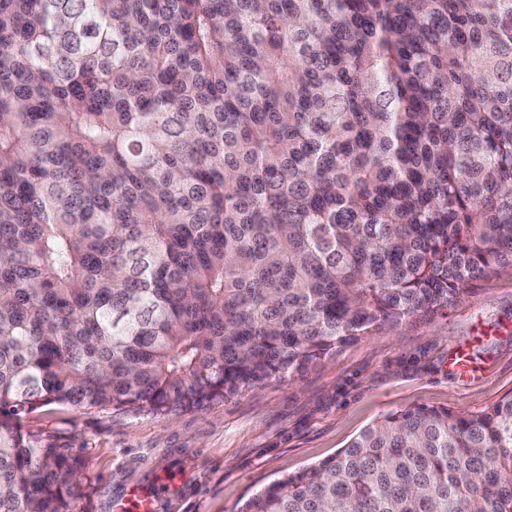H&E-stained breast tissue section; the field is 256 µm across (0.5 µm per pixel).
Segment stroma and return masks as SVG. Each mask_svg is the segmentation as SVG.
<instances>
[{
  "mask_svg": "<svg viewBox=\"0 0 512 512\" xmlns=\"http://www.w3.org/2000/svg\"><path fill=\"white\" fill-rule=\"evenodd\" d=\"M464 351L475 375L453 373ZM512 393V273L476 282L428 320L343 345L301 373L198 411L86 413L49 405L24 429L71 449L73 512H240L270 484L345 447L365 427L415 405L478 412Z\"/></svg>",
  "mask_w": 512,
  "mask_h": 512,
  "instance_id": "35a3bbf8",
  "label": "stroma"
}]
</instances>
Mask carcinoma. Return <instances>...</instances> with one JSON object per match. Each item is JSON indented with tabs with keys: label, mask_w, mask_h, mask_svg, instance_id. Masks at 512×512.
Instances as JSON below:
<instances>
[{
	"label": "carcinoma",
	"mask_w": 512,
	"mask_h": 512,
	"mask_svg": "<svg viewBox=\"0 0 512 512\" xmlns=\"http://www.w3.org/2000/svg\"><path fill=\"white\" fill-rule=\"evenodd\" d=\"M504 269L512 0H0V512H72L43 406L203 409ZM241 512H512V393Z\"/></svg>",
	"instance_id": "carcinoma-1"
}]
</instances>
